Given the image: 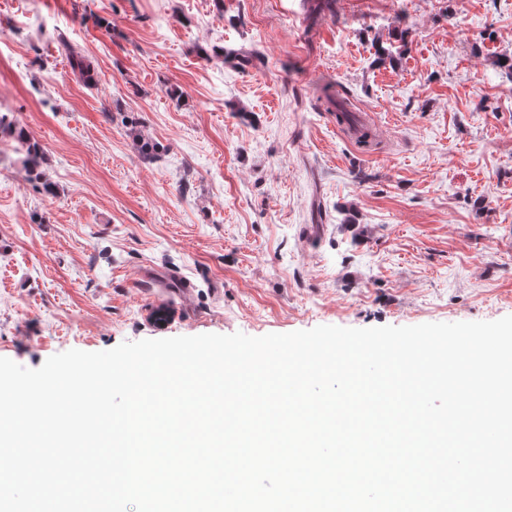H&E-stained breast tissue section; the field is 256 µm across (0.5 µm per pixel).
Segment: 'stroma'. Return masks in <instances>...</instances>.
Listing matches in <instances>:
<instances>
[{
	"mask_svg": "<svg viewBox=\"0 0 512 512\" xmlns=\"http://www.w3.org/2000/svg\"><path fill=\"white\" fill-rule=\"evenodd\" d=\"M506 55L512 0H0V357L512 315ZM62 42L65 50L67 51L66 57L73 72L78 74L85 85H93L96 81V70L93 63L88 59V57L78 55L75 49L68 42ZM324 104L328 112H336V123L342 125L344 122H353L352 111L349 108L347 99L338 91H331L325 88L323 91ZM0 130L9 133L14 137L19 145V149L23 151V164L28 172L36 179L42 177V173L38 171L41 160L44 155L43 147L37 141L32 140L26 133L25 129L18 127L8 119L7 114L0 113Z\"/></svg>",
	"mask_w": 512,
	"mask_h": 512,
	"instance_id": "obj_1",
	"label": "stroma"
}]
</instances>
